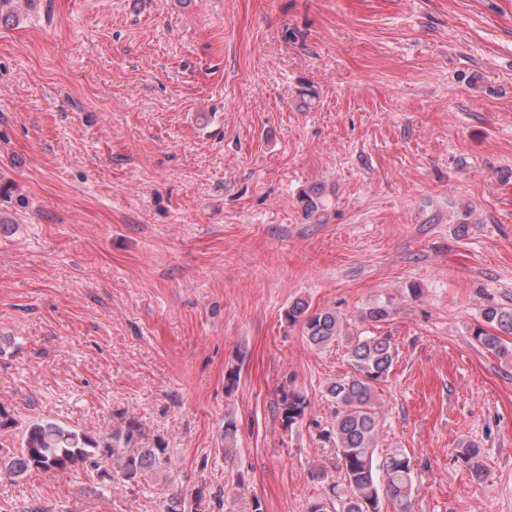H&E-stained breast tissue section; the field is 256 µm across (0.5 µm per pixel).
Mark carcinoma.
I'll return each instance as SVG.
<instances>
[{
    "label": "carcinoma",
    "mask_w": 512,
    "mask_h": 512,
    "mask_svg": "<svg viewBox=\"0 0 512 512\" xmlns=\"http://www.w3.org/2000/svg\"><path fill=\"white\" fill-rule=\"evenodd\" d=\"M326 200L324 188L318 185L308 187L299 196L309 218L324 209ZM392 312V302H376L363 309L360 319L381 323ZM285 317L290 325H299L307 344L317 349L326 348L346 335L347 323L335 311L313 310L302 299L289 305ZM471 336L490 353L511 362L512 342L507 338L512 337V308H483L481 322L472 329ZM397 356V345L388 333L368 331L350 341L349 370L326 387L335 412L330 427L322 430L324 440L335 450L342 481L328 486L325 493L312 500L307 512H330L336 508V498L341 502L342 512H383L384 499L392 503L393 512H409L415 490L411 459L401 449L382 458L377 455L380 421L376 390L387 382ZM307 407L303 393L290 388L281 390L278 413L284 425L291 427L301 421ZM237 434L235 418L225 415L224 454H230L236 447ZM141 439L142 429L133 419L125 420L105 441L58 422H35L23 431L17 447L6 450L0 442V470L20 477L80 465L97 467L98 456L102 455L111 460L112 471L123 481L136 484L146 475L169 470L173 465V452L162 441L143 448L139 446ZM458 459L474 480L480 482L485 478L487 469L478 445L462 443ZM219 502L220 495L208 498L198 491L190 498L170 497L165 512H211Z\"/></svg>",
    "instance_id": "obj_1"
}]
</instances>
